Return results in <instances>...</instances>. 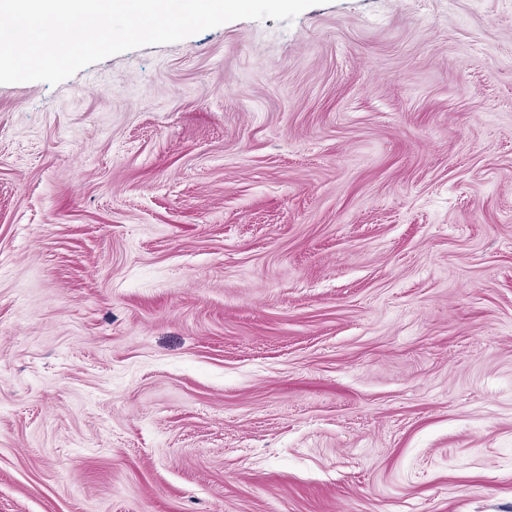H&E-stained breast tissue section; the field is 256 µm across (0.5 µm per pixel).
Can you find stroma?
<instances>
[{
    "label": "stroma",
    "instance_id": "1",
    "mask_svg": "<svg viewBox=\"0 0 512 512\" xmlns=\"http://www.w3.org/2000/svg\"><path fill=\"white\" fill-rule=\"evenodd\" d=\"M0 512H512V0L0 84Z\"/></svg>",
    "mask_w": 512,
    "mask_h": 512
}]
</instances>
